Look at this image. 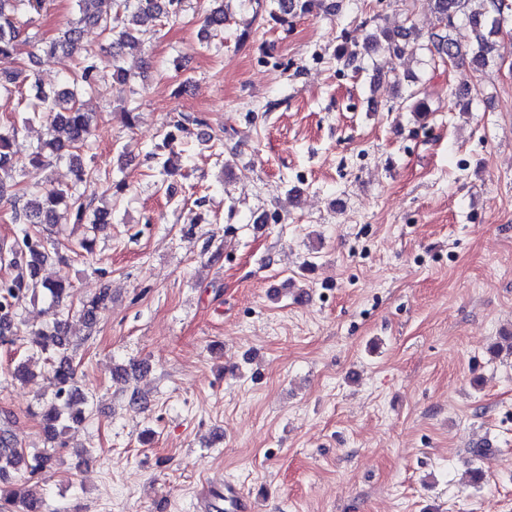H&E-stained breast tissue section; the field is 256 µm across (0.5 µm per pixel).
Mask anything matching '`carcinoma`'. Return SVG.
Here are the masks:
<instances>
[{
  "label": "carcinoma",
  "instance_id": "carcinoma-1",
  "mask_svg": "<svg viewBox=\"0 0 512 512\" xmlns=\"http://www.w3.org/2000/svg\"><path fill=\"white\" fill-rule=\"evenodd\" d=\"M276 9L271 16L281 23L303 17L324 5L322 0H275ZM505 0H430L431 13L436 24L422 43V32L411 22L396 29L376 27L366 34L365 51L385 52L400 58L417 50L450 60H468L477 70H483L503 57L499 37L508 23L505 12L512 9ZM185 0H76L78 17L67 23L61 35L42 46V51H81L84 27L97 26L105 35L108 45L106 55L85 52L80 56L76 71L61 85L36 91L34 113L47 125L48 138L32 152L29 163L47 167L51 160L68 159L74 182L80 183L96 175L95 169L84 164L80 150L86 146L97 128L96 113L85 111L79 95L91 92L99 83L127 86L130 74L121 65L124 50L135 39L134 32L148 22L178 21L183 17ZM215 6L203 18L200 29L205 40L224 30L226 12L224 0H214ZM46 0H0V62L14 59L21 31L14 21L18 6L40 12ZM468 31L467 44H462L455 32ZM21 73L16 70L0 71V96L13 93ZM14 131L0 127V199L10 192L12 185L1 175L14 168L10 146ZM13 221L30 226L72 224H110L112 212L106 208L90 210V205L76 196L74 187H59L50 181L20 190L13 202ZM61 251V243L49 237L42 239L25 233L21 245L7 252L6 261L16 269L12 278L0 279V341H7L20 333L15 322L16 307L25 298L42 294L50 299L47 313L51 316L45 327L34 332L36 345L49 354L50 379L54 386L49 404L38 413L42 432L47 441L53 442L70 429V423L83 420L88 397L78 389V379L73 355L69 323L63 318L61 306L68 297V286L60 282L39 279V273L53 256ZM111 300L103 291L82 306L84 322L92 325L97 312ZM53 455L48 451L26 454L14 448L8 431L0 432V482L8 484L15 474L25 469L30 475L50 466ZM43 496L28 488L10 490L0 494V512H44Z\"/></svg>",
  "mask_w": 512,
  "mask_h": 512
}]
</instances>
